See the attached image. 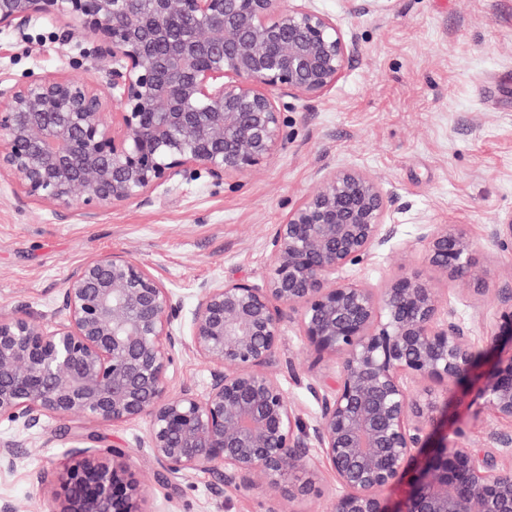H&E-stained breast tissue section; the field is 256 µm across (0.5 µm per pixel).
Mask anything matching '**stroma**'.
<instances>
[{"label":"stroma","mask_w":512,"mask_h":512,"mask_svg":"<svg viewBox=\"0 0 512 512\" xmlns=\"http://www.w3.org/2000/svg\"><path fill=\"white\" fill-rule=\"evenodd\" d=\"M355 39L336 86L317 98H290L283 112L284 146L251 175H229L158 187L133 201L86 217L79 204L52 209L25 199L15 180L0 177V305L25 303L52 311L54 298L78 266L109 252L143 262L193 309L204 281L245 277L262 283L270 268L268 241L275 225L314 191L320 177L341 167L366 172L390 199L393 239L343 277L379 288L408 271L424 270L425 224L454 225L476 243L482 285L448 282L443 307L476 343L490 334L512 249L491 238L492 225L512 215V0H392L381 12H350L343 0H310ZM72 22L42 20L23 30H0V79L58 74L105 83L92 58H80ZM275 375L313 422L318 405L308 384L335 376L332 359H317L287 313ZM210 367L191 349L179 353L171 388L205 390ZM480 378L448 402V440L484 451L496 437H512V423L474 417ZM148 422H99L80 415L45 419L41 428L0 420V438L23 445L17 467L0 469V502L39 512L40 472L55 467L74 435L97 447L134 449L135 471L152 512H264L261 492L228 487L214 496L212 474L190 472L162 484L160 466L140 445Z\"/></svg>","instance_id":"35a3bbf8"}]
</instances>
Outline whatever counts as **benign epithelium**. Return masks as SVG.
Returning <instances> with one entry per match:
<instances>
[{"label": "benign epithelium", "instance_id": "benign-epithelium-1", "mask_svg": "<svg viewBox=\"0 0 512 512\" xmlns=\"http://www.w3.org/2000/svg\"><path fill=\"white\" fill-rule=\"evenodd\" d=\"M0 0V28L24 29L70 16L98 38L94 59L106 84L54 74L0 80V176L49 208L79 202L90 214L145 200L157 187L206 175L258 171L284 145L273 96L316 98L336 86L356 46L336 19L289 0ZM389 197L364 172H326L270 239L261 284L232 278L203 283L183 319L181 295L145 264L107 253L76 268L49 313L0 306V419L39 428L49 417L148 421L143 444L167 483L191 471L226 487L261 491L266 512L316 492L312 449L332 469L340 493L331 512H512V439L483 454L441 425L440 397L410 384L460 386L480 365L472 338L441 317L443 300L418 272L382 288L340 277L387 244ZM491 237L512 245V218ZM426 260L444 280L480 277L475 244L457 227L422 226ZM300 335L340 366L332 384L311 383L312 425L277 377L283 308ZM494 358L478 388V410L512 423V293L491 331ZM188 347L212 366L204 393L174 392L169 369ZM0 441V467L20 459ZM409 492L395 510L385 492L412 462ZM43 512H151L127 448L103 451L77 436L67 457L37 476Z\"/></svg>", "mask_w": 512, "mask_h": 512}]
</instances>
